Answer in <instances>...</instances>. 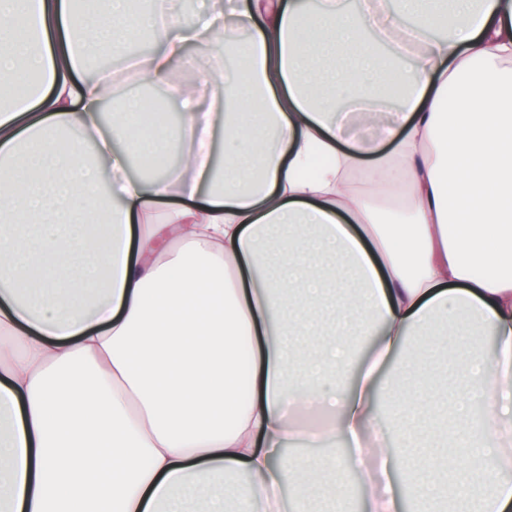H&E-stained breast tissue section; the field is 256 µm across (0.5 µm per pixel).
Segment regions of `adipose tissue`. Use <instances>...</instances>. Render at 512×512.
<instances>
[{"mask_svg": "<svg viewBox=\"0 0 512 512\" xmlns=\"http://www.w3.org/2000/svg\"><path fill=\"white\" fill-rule=\"evenodd\" d=\"M401 3L421 32L465 24L378 85L379 45L405 33L392 0H226L161 24L132 0H0V84L37 80L0 102V512H277L287 483L314 512L339 460L282 454L337 435L362 512H400L397 466L426 512H512V0ZM147 30L142 81L219 38L233 65L170 85L181 165L133 180L131 155L161 150L134 99L104 132L112 82L84 71ZM336 55L350 67L312 101ZM311 226L357 280L330 303ZM276 260L292 276L267 277ZM416 333H489L495 353L467 354L441 399L410 372Z\"/></svg>", "mask_w": 512, "mask_h": 512, "instance_id": "obj_1", "label": "adipose tissue"}]
</instances>
